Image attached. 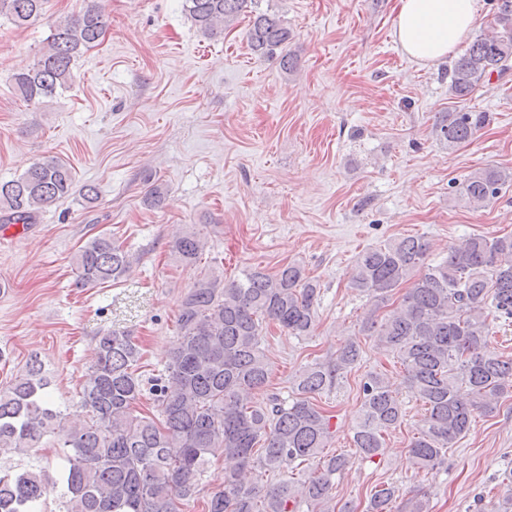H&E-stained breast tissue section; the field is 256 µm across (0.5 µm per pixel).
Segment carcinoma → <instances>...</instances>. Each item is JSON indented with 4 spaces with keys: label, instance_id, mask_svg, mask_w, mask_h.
I'll return each instance as SVG.
<instances>
[{
    "label": "carcinoma",
    "instance_id": "cac0c4a2",
    "mask_svg": "<svg viewBox=\"0 0 512 512\" xmlns=\"http://www.w3.org/2000/svg\"><path fill=\"white\" fill-rule=\"evenodd\" d=\"M47 0H0V17L26 28L45 13ZM250 0H185V12L205 36L246 12ZM106 21L97 0L76 15L53 22L39 57L13 76L24 101L42 104L67 88L80 54L97 45ZM290 32L276 14L250 17L251 49L279 60ZM512 68V0H498L491 30L478 36L456 59L448 91L470 95L492 74ZM486 121L483 112H447L435 126L450 146L469 139ZM74 175L55 160L37 162L20 176L0 182V222L32 224L41 213L71 195ZM512 187V170L488 168L468 176L459 199L473 209L486 206ZM206 248L190 229L171 244L185 265ZM429 243L420 237L388 241L358 254L351 287L379 309L402 284H413L381 317L370 313L360 334L396 355L411 391L424 406L408 454L423 472L440 469L448 450L469 431L474 416L494 412L512 390V357L488 347L489 320L512 323V233L473 235L435 264L427 263ZM73 263L77 285H104L129 271L132 255L106 236L80 247ZM417 279H412V276ZM319 288L295 263L270 274L260 268L224 283L199 279L182 298L177 339L165 372L151 379L149 393L157 414L139 411L144 383L142 353L134 337L107 332L97 338L78 404L86 413L71 423L57 405L42 364L31 361L24 373L0 386V452L27 455L34 463L0 471V512H40L44 469L37 464L43 440L67 449L61 473L62 512H182L199 495V481L210 457L221 453L224 489L204 502L203 512H357L337 506L336 479L351 468L345 454H327L334 415L315 404L356 368L363 348L348 341L336 356L303 367L288 396L272 394L266 406L252 403L253 392L268 386L272 365L262 347L264 323L301 338L314 330ZM353 447L361 461L383 454L388 432L406 417L403 402L386 374L366 373L361 385ZM261 454L255 455L254 448ZM315 466L314 476L280 480L261 488L259 477L296 462ZM501 499L487 512H512V476L505 475ZM397 489L384 484L371 496L370 512H391Z\"/></svg>",
    "mask_w": 512,
    "mask_h": 512
}]
</instances>
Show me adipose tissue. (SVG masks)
<instances>
[{
    "mask_svg": "<svg viewBox=\"0 0 512 512\" xmlns=\"http://www.w3.org/2000/svg\"><path fill=\"white\" fill-rule=\"evenodd\" d=\"M477 15L478 0H399L397 40L415 60L433 62L470 35Z\"/></svg>",
    "mask_w": 512,
    "mask_h": 512,
    "instance_id": "adipose-tissue-1",
    "label": "adipose tissue"
}]
</instances>
